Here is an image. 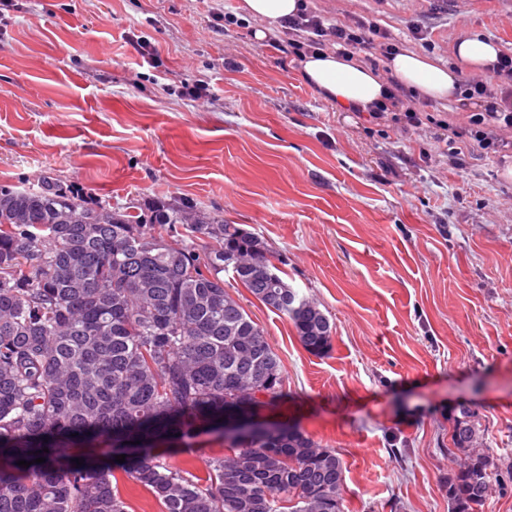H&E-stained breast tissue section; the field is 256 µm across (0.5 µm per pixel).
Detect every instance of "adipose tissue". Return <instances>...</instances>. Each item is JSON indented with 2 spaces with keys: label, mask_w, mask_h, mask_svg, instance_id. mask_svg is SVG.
I'll list each match as a JSON object with an SVG mask.
<instances>
[{
  "label": "adipose tissue",
  "mask_w": 512,
  "mask_h": 512,
  "mask_svg": "<svg viewBox=\"0 0 512 512\" xmlns=\"http://www.w3.org/2000/svg\"><path fill=\"white\" fill-rule=\"evenodd\" d=\"M303 0H241L239 16L258 21L256 40H265L271 25L296 14ZM496 41L471 34L456 46L457 66H446L422 52L401 50L391 55L385 71H377L354 60L324 50L303 54L299 60L302 80L322 98L333 102L337 110L369 111L384 101L390 82H397L421 99L433 102H459L464 72L487 74L488 66L501 53Z\"/></svg>",
  "instance_id": "adipose-tissue-1"
}]
</instances>
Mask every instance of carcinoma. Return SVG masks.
<instances>
[{"label": "carcinoma", "mask_w": 512, "mask_h": 512, "mask_svg": "<svg viewBox=\"0 0 512 512\" xmlns=\"http://www.w3.org/2000/svg\"><path fill=\"white\" fill-rule=\"evenodd\" d=\"M177 224L187 235L172 244L161 230ZM201 236L213 242L203 255ZM224 272L285 315L309 353L329 350L328 316L276 273L262 240L219 215L91 206L50 175L37 191L0 186V512H127L112 484L121 454L166 512H344L342 457L299 426L224 433L222 420L274 407L283 384ZM201 433L234 449L206 461L204 481L153 454ZM452 442V512H478L512 462L468 406Z\"/></svg>", "instance_id": "carcinoma-1"}]
</instances>
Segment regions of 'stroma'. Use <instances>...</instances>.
<instances>
[{
  "label": "stroma",
  "instance_id": "obj_1",
  "mask_svg": "<svg viewBox=\"0 0 512 512\" xmlns=\"http://www.w3.org/2000/svg\"><path fill=\"white\" fill-rule=\"evenodd\" d=\"M238 2L11 0L0 185L34 189L52 172L92 204L177 202L260 236L336 325L330 350L310 354L285 316L225 277L282 360L268 417L341 455L344 512H451L458 406L512 458V150L456 160L439 128L338 111L301 79L284 29L259 42L256 22L225 21ZM308 4L446 65L466 32L512 49V0ZM198 80L201 100L184 90ZM227 452L208 433L154 450L200 479Z\"/></svg>",
  "mask_w": 512,
  "mask_h": 512
}]
</instances>
